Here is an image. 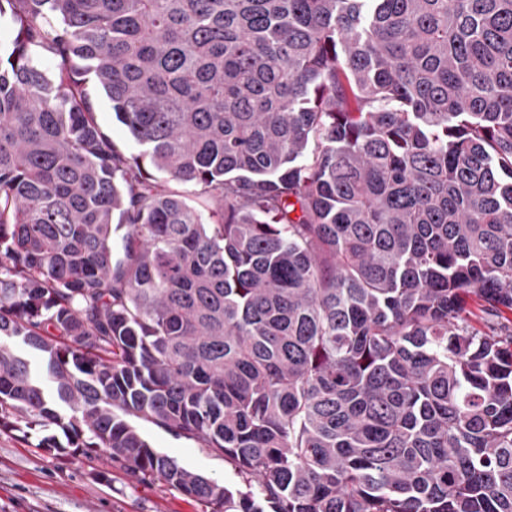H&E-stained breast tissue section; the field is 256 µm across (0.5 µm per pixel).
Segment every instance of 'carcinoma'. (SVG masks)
<instances>
[{"mask_svg": "<svg viewBox=\"0 0 512 512\" xmlns=\"http://www.w3.org/2000/svg\"><path fill=\"white\" fill-rule=\"evenodd\" d=\"M2 17L0 428L58 427L206 512H512V0ZM96 96V117L101 128L111 137L117 150L126 155L136 154L139 148L127 128L121 124L112 111V103L102 92L94 93ZM149 444L161 454L174 458L185 468L216 480L226 486L237 488L241 478L224 457L211 452L197 439L176 435L164 428L132 418Z\"/></svg>", "mask_w": 512, "mask_h": 512, "instance_id": "cac0c4a2", "label": "carcinoma"}]
</instances>
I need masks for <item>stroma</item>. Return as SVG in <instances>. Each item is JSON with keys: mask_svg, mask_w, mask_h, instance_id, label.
<instances>
[{"mask_svg": "<svg viewBox=\"0 0 512 512\" xmlns=\"http://www.w3.org/2000/svg\"><path fill=\"white\" fill-rule=\"evenodd\" d=\"M149 444L185 468L235 488L241 483L222 456L196 439L137 421ZM40 430H0V512H203L177 490L129 475L105 455L84 456L57 433L44 448Z\"/></svg>", "mask_w": 512, "mask_h": 512, "instance_id": "1", "label": "stroma"}]
</instances>
